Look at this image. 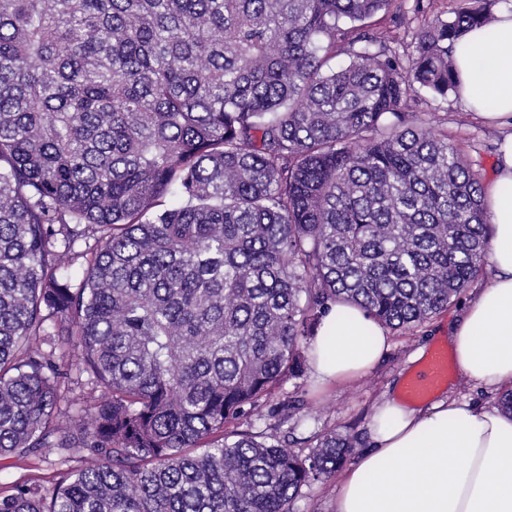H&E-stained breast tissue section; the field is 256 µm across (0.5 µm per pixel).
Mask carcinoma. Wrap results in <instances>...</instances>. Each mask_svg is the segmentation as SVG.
Here are the masks:
<instances>
[{
    "label": "carcinoma",
    "mask_w": 512,
    "mask_h": 512,
    "mask_svg": "<svg viewBox=\"0 0 512 512\" xmlns=\"http://www.w3.org/2000/svg\"><path fill=\"white\" fill-rule=\"evenodd\" d=\"M395 4L0 0V459L59 465L0 512H292L336 476L350 434L301 456L229 425L329 306L408 329L489 246L469 154L406 108L458 91L454 44L495 0L424 21L413 57L371 24ZM69 390L63 393L64 399L60 402L62 424L71 430L79 423L81 417L80 402L87 391V387L82 388L80 385L68 383ZM80 386V387H79Z\"/></svg>",
    "instance_id": "obj_1"
}]
</instances>
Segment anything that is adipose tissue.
<instances>
[{
	"mask_svg": "<svg viewBox=\"0 0 512 512\" xmlns=\"http://www.w3.org/2000/svg\"><path fill=\"white\" fill-rule=\"evenodd\" d=\"M463 106L512 126V11L454 48ZM492 110H485V103ZM493 278L448 337L469 380L512 382V134L488 190ZM388 347L385 330L354 306L336 304L312 343L310 375L339 386L371 369ZM371 448L342 475L335 512H512V416L477 412L452 398L423 411L385 399L370 424Z\"/></svg>",
	"mask_w": 512,
	"mask_h": 512,
	"instance_id": "adipose-tissue-1",
	"label": "adipose tissue"
}]
</instances>
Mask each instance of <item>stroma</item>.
Listing matches in <instances>:
<instances>
[{
  "mask_svg": "<svg viewBox=\"0 0 512 512\" xmlns=\"http://www.w3.org/2000/svg\"><path fill=\"white\" fill-rule=\"evenodd\" d=\"M409 109L422 117L434 113L447 119L449 133L457 136L461 145L474 146L472 158L480 184L485 188L490 186L498 169L503 131L474 113L463 111L453 93L444 99L423 91L412 94ZM491 277V269H484L482 276L441 313L415 327L389 331L388 350L364 376L325 391L317 390L309 374L289 378L264 400L263 414L287 413L288 419L280 433L294 440L333 430L355 433L361 441H368L374 407L386 398L392 387L403 386L418 371L416 353L443 344L452 323L460 321L467 303L483 290ZM445 394L482 412L498 407V389L464 381L455 370L434 391L433 397L438 399Z\"/></svg>",
  "mask_w": 512,
  "mask_h": 512,
  "instance_id": "stroma-1",
  "label": "stroma"
}]
</instances>
